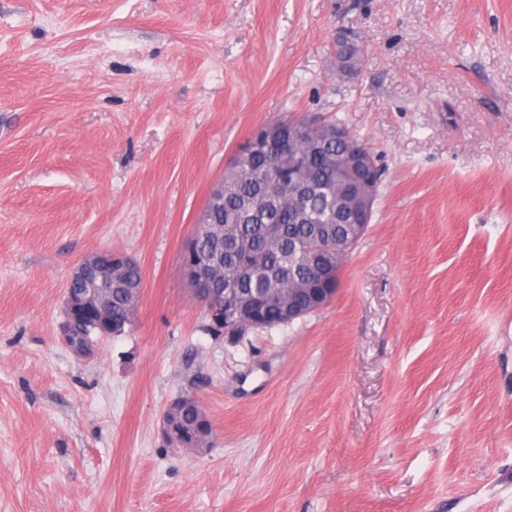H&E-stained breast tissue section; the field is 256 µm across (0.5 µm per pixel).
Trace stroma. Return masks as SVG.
<instances>
[{
    "label": "stroma",
    "mask_w": 512,
    "mask_h": 512,
    "mask_svg": "<svg viewBox=\"0 0 512 512\" xmlns=\"http://www.w3.org/2000/svg\"><path fill=\"white\" fill-rule=\"evenodd\" d=\"M314 114L373 151V220L327 307L214 337L182 249L239 145ZM104 248L142 298L77 358ZM0 512H512V0H0ZM336 58L340 71L349 75L357 74L363 65L361 50L348 44H338L336 46ZM111 255L112 250H99L89 253L73 267L70 273V282L83 279L92 272L99 278L97 288H93V285L89 282H67L65 288L66 290L68 285V288L74 290L91 288L79 300H74L71 297L65 300V321L60 325V336H66L65 343L67 347L76 355L88 341L93 342L97 347L100 342L113 336L112 326L91 330L88 327L83 328L81 325L72 332L71 336H67L72 331L71 319L74 318L80 306L95 305L102 312L107 308L105 290L106 288H112V278L116 275L115 266L110 264ZM134 316L132 301L124 293V288H112V324L120 325L119 333L124 330L125 325L132 322ZM91 332L96 334L94 339L90 338Z\"/></svg>",
    "instance_id": "35a3bbf8"
}]
</instances>
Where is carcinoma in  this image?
<instances>
[{
  "label": "carcinoma",
  "instance_id": "1",
  "mask_svg": "<svg viewBox=\"0 0 512 512\" xmlns=\"http://www.w3.org/2000/svg\"><path fill=\"white\" fill-rule=\"evenodd\" d=\"M336 58L340 71L349 75L357 74L363 65L361 50L347 44L336 46ZM343 146L344 142L330 139L313 152L310 142L300 137L289 145L287 153L252 147L246 163H232L225 169L224 202L216 210L214 226L197 224L191 234L198 256L211 250V232L224 233V257L214 282L243 298L266 301L269 307L262 312V320L269 328L279 326L275 300H286L301 288L321 292L340 285L347 255L322 264L311 245L323 234L336 238L346 231V223L336 213L340 186L333 164ZM297 160L303 164L310 185V190L299 197L290 193L288 179V167ZM297 207L307 211L309 222L291 221V211ZM134 316L124 289H112V323L123 328ZM112 336L110 326L93 331L80 326L65 343L76 354L87 342L97 345ZM184 420L189 428L199 430L201 442H208L210 426L201 423L194 407L185 409Z\"/></svg>",
  "mask_w": 512,
  "mask_h": 512
}]
</instances>
